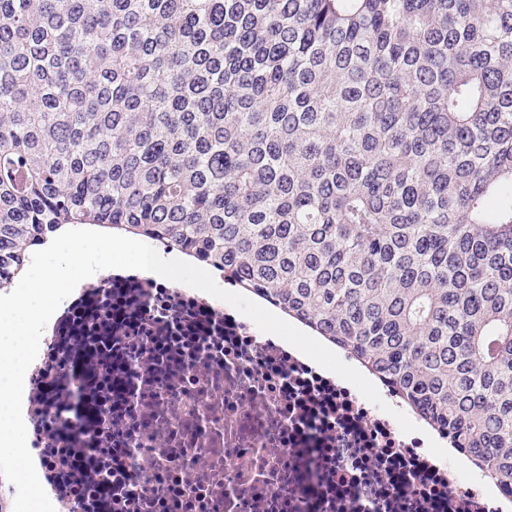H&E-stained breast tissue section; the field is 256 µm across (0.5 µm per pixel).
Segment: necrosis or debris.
Returning <instances> with one entry per match:
<instances>
[{
    "label": "necrosis or debris",
    "instance_id": "necrosis-or-debris-1",
    "mask_svg": "<svg viewBox=\"0 0 512 512\" xmlns=\"http://www.w3.org/2000/svg\"><path fill=\"white\" fill-rule=\"evenodd\" d=\"M55 512H506L466 471L223 302L140 271L82 281L27 372Z\"/></svg>",
    "mask_w": 512,
    "mask_h": 512
}]
</instances>
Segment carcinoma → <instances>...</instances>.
Here are the masks:
<instances>
[{
  "instance_id": "cac0c4a2",
  "label": "carcinoma",
  "mask_w": 512,
  "mask_h": 512,
  "mask_svg": "<svg viewBox=\"0 0 512 512\" xmlns=\"http://www.w3.org/2000/svg\"><path fill=\"white\" fill-rule=\"evenodd\" d=\"M158 240L512 489V0H0V283ZM333 352L336 353L340 359L356 368L358 371L362 372L364 375L368 376L375 384L376 388L379 390V393L382 397V399L387 403L389 404L390 406H392L393 408L395 409H398L402 412H404L410 419L412 422L416 423V425L425 433L427 434H430L431 436L435 437L438 439V441L440 442L439 444L440 445H447L445 443V441L440 438L439 436H437L422 420H420L418 417H416L415 415H413L412 413H410L406 407L404 406L403 402L389 389H386L385 387L381 386L379 384V382L373 378L371 375H369L367 372L361 370L359 367H358V364L355 360V358L353 357V355L348 352V351H344L340 348H337L335 347L333 349Z\"/></svg>"
}]
</instances>
